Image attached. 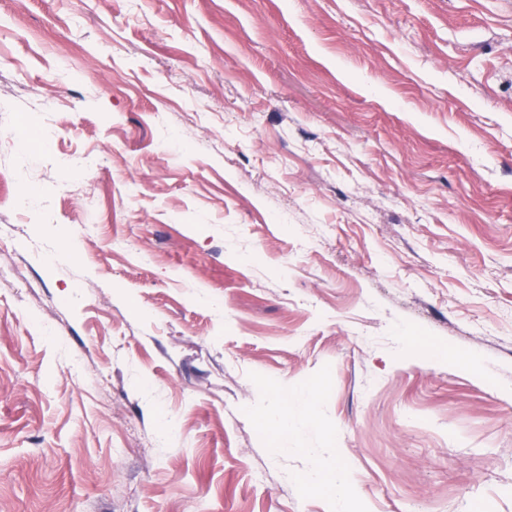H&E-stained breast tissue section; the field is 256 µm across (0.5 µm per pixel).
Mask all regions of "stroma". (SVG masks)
I'll list each match as a JSON object with an SVG mask.
<instances>
[{"label":"stroma","instance_id":"stroma-1","mask_svg":"<svg viewBox=\"0 0 512 512\" xmlns=\"http://www.w3.org/2000/svg\"><path fill=\"white\" fill-rule=\"evenodd\" d=\"M0 174V512H512V0H0ZM308 482L314 486L327 487L339 502L346 498L352 484L349 473L338 465L332 473L313 472Z\"/></svg>","mask_w":512,"mask_h":512}]
</instances>
